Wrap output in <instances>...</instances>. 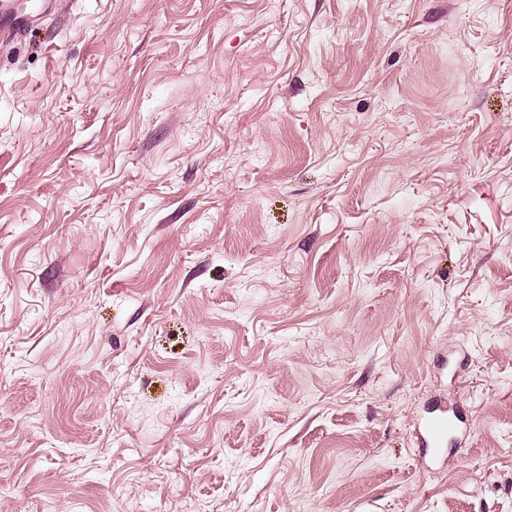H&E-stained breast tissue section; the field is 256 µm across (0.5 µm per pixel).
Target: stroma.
<instances>
[{
	"mask_svg": "<svg viewBox=\"0 0 512 512\" xmlns=\"http://www.w3.org/2000/svg\"><path fill=\"white\" fill-rule=\"evenodd\" d=\"M18 5L0 512H512V0ZM429 416L423 421L421 432L426 446L441 448L448 439V433L455 430L454 421L448 417V404L439 403L429 412Z\"/></svg>",
	"mask_w": 512,
	"mask_h": 512,
	"instance_id": "obj_1",
	"label": "stroma"
}]
</instances>
